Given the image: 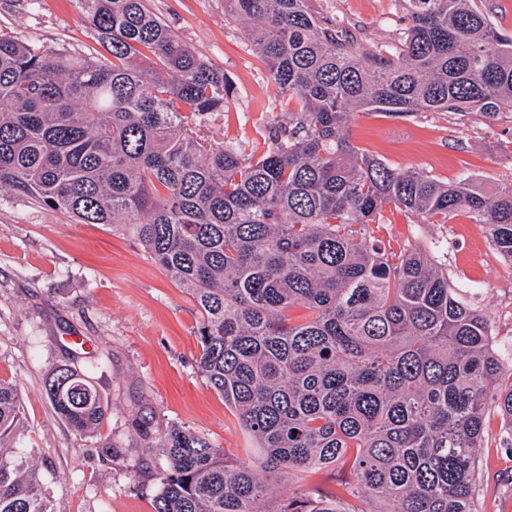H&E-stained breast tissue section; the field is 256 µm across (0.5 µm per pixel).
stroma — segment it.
<instances>
[{
  "mask_svg": "<svg viewBox=\"0 0 512 512\" xmlns=\"http://www.w3.org/2000/svg\"><path fill=\"white\" fill-rule=\"evenodd\" d=\"M151 10L197 54L224 70L236 88L215 135L263 151L280 112L267 111L276 88L244 28L224 14V0H149ZM343 20L364 48L396 38V0H311ZM0 32L71 54L97 43L72 0H0ZM350 136L361 150L398 170L454 180L469 174L487 190L512 184V122L473 114L422 112L394 118L354 116ZM373 234L386 250L422 249L451 286H475L488 315L503 376L512 375V265L492 249L483 225L466 216L420 224L387 206ZM199 310L133 236L121 227L78 224L67 214L0 189V379L23 402L21 446L45 476L54 512H154L166 470L142 432L179 424L205 435L227 458L251 463L250 442L222 395L199 373ZM96 356L93 384L109 413L96 432L76 434L45 393L51 370L72 356ZM503 419L487 406L479 449L478 512H512V455L502 448ZM111 443L112 460L99 448Z\"/></svg>",
  "mask_w": 512,
  "mask_h": 512,
  "instance_id": "stroma-1",
  "label": "stroma"
}]
</instances>
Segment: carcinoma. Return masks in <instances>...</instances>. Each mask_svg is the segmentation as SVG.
Returning a JSON list of instances; mask_svg holds the SVG:
<instances>
[{
	"label": "carcinoma",
	"instance_id": "carcinoma-1",
	"mask_svg": "<svg viewBox=\"0 0 512 512\" xmlns=\"http://www.w3.org/2000/svg\"><path fill=\"white\" fill-rule=\"evenodd\" d=\"M101 50L0 34V188L129 230L200 312V374L250 436L253 462L181 425L146 438L165 459L154 512H477L487 401L512 446V380L487 315L421 251L370 225L392 204L420 224L463 213L512 262V185L493 192L396 170L348 136L356 112H512V32L475 0H399L395 49L370 51L308 0H224L281 99L247 153L210 123L235 87L147 0H73ZM86 368L45 382L56 415L94 433L108 404ZM17 387L0 380V512H53L15 451ZM346 470L336 489L276 498L285 477Z\"/></svg>",
	"mask_w": 512,
	"mask_h": 512
}]
</instances>
